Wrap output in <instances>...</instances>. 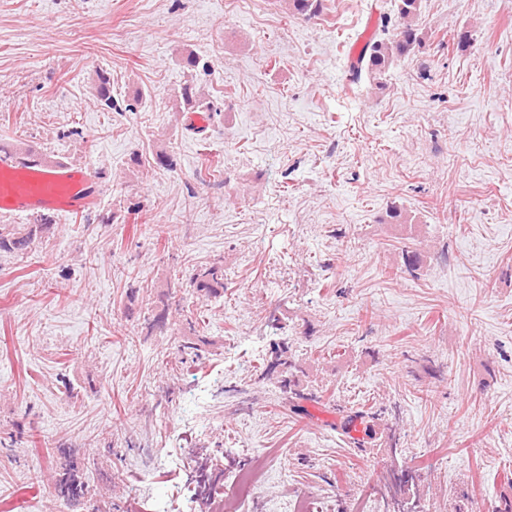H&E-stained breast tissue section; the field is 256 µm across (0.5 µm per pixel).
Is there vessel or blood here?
<instances>
[{
	"mask_svg": "<svg viewBox=\"0 0 512 512\" xmlns=\"http://www.w3.org/2000/svg\"><path fill=\"white\" fill-rule=\"evenodd\" d=\"M105 193L93 166L49 164L0 150V217L82 215L99 207Z\"/></svg>",
	"mask_w": 512,
	"mask_h": 512,
	"instance_id": "b4317fda",
	"label": "vessel or blood"
}]
</instances>
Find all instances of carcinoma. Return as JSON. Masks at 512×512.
<instances>
[{
    "label": "carcinoma",
    "mask_w": 512,
    "mask_h": 512,
    "mask_svg": "<svg viewBox=\"0 0 512 512\" xmlns=\"http://www.w3.org/2000/svg\"><path fill=\"white\" fill-rule=\"evenodd\" d=\"M397 21L392 35L374 37L369 40L361 56L350 64L349 71L353 83L357 84L362 76H367L369 83L381 89L384 87L383 76L390 65L415 52L423 42L414 19L419 10L420 0H395ZM288 7L297 15H316L323 9V0H288ZM52 219L48 215L40 216L37 223L27 228L12 224L0 225V251L25 253L34 241L37 233L49 230ZM186 286L209 296H217L224 288V269L217 266L205 268L189 276ZM206 341L198 336L189 337L178 344L181 354L197 360L202 356ZM304 373L300 363L289 353L288 339L273 344L265 368L267 377H276L285 400L293 409L303 410L301 402L316 401L319 396L307 392L301 387L299 375ZM377 413L365 410L349 411L341 414L338 421L329 424L331 429L344 435L348 443L357 448L374 439L376 430L373 422ZM210 458L198 457L196 461L195 494L201 499L211 501L213 495L220 493L224 484L219 477L210 472ZM421 467L417 464L400 471H393L385 481L386 495L383 497L385 512H429L426 501L418 491ZM59 494L76 504L85 494L84 483L79 479L74 467L64 469L59 479Z\"/></svg>",
    "instance_id": "obj_1"
}]
</instances>
